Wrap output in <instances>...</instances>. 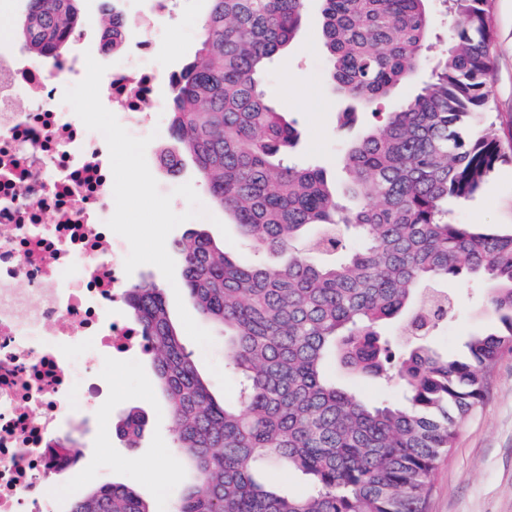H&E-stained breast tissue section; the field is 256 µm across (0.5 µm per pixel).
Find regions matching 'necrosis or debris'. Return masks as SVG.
<instances>
[{
    "label": "necrosis or debris",
    "mask_w": 512,
    "mask_h": 512,
    "mask_svg": "<svg viewBox=\"0 0 512 512\" xmlns=\"http://www.w3.org/2000/svg\"><path fill=\"white\" fill-rule=\"evenodd\" d=\"M179 0H154L139 17L137 66L109 63L100 86L130 131L157 119L158 75L145 66L155 17ZM86 74L84 57L51 67L20 47L0 48V512H59L41 487L69 468L63 420L95 394L92 372L147 340L122 318L125 245L106 225L113 175L103 136L64 103Z\"/></svg>",
    "instance_id": "1"
}]
</instances>
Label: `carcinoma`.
Returning a JSON list of instances; mask_svg holds the SVG:
<instances>
[{
    "mask_svg": "<svg viewBox=\"0 0 512 512\" xmlns=\"http://www.w3.org/2000/svg\"><path fill=\"white\" fill-rule=\"evenodd\" d=\"M77 0H29L21 36L37 58H61ZM429 0H321L332 90L346 115L385 99L418 71L435 27ZM448 48L417 92L346 149L347 187L289 160L298 134L261 89L268 63L300 29L306 0H209L200 60L172 82L174 169L192 158L212 202L277 267L236 263L201 229L175 243L184 288L224 333L225 365L240 378L218 400L172 322L163 289L125 294L150 342L167 396L173 445L194 474L174 512H425L459 422L480 403L496 362L512 353V232L449 219L512 139L496 132L489 77L492 0H446ZM491 284L495 326L453 357L426 339L454 300L441 285L463 273ZM416 340L395 350L380 327ZM350 375L398 378V402L372 403L336 385ZM144 424L129 413L122 431ZM279 465L306 478L290 495L260 480ZM71 512H154L135 489L105 485Z\"/></svg>",
    "mask_w": 512,
    "mask_h": 512,
    "instance_id": "cac0c4a2",
    "label": "carcinoma"
}]
</instances>
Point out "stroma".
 <instances>
[{
    "label": "stroma",
    "instance_id": "obj_1",
    "mask_svg": "<svg viewBox=\"0 0 512 512\" xmlns=\"http://www.w3.org/2000/svg\"><path fill=\"white\" fill-rule=\"evenodd\" d=\"M74 39L63 53L73 56L97 52L109 13L99 0H80ZM209 9L208 0H180L175 21H162L154 40L152 62L163 73L180 70L199 56V29ZM494 69L490 85L502 136L512 135V0H493ZM266 99L294 121L298 143L290 155L300 167L319 165L338 172L345 144L360 131L374 127L371 112L357 114L355 125L341 127L339 115L347 106L335 95L328 79V59L321 33L319 2L307 0V11L294 43L275 56L262 81ZM146 149L148 167L161 193L171 195L174 212L189 204L175 195L176 187L192 184L203 205L211 203L191 159L179 173L160 165L161 151L172 145L169 123ZM451 217L487 230H512V162L500 164L484 189L474 198L451 202ZM204 229L216 242H227L234 259L243 265L257 255L240 235L231 216L214 209L211 218H193L168 236L176 241L191 229ZM456 306L447 322L432 333L433 345L449 355L458 354L466 337L491 328L494 316L488 306L489 287L473 278L448 284ZM108 379L110 386L95 394L91 405L69 417L64 431L73 436L81 455L76 472L63 471L50 478L51 493L73 500L79 494L107 484L134 488L155 512H171L174 500L192 473L176 452L171 435L168 402L160 389L150 355L132 353L120 358ZM145 414L147 424L129 446L117 428L130 411ZM426 512H512V355L493 367L480 405L457 429L456 442L440 463L426 500Z\"/></svg>",
    "mask_w": 512,
    "mask_h": 512
}]
</instances>
